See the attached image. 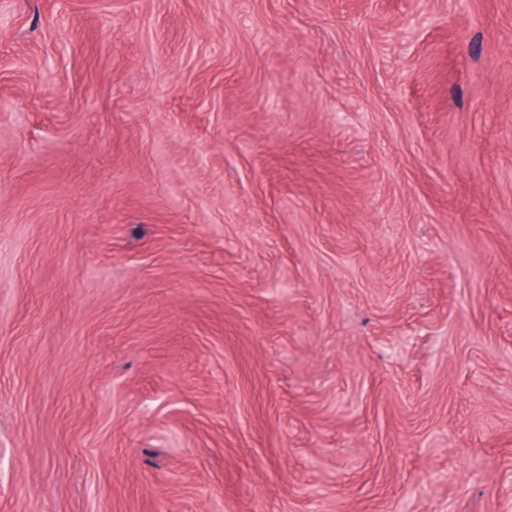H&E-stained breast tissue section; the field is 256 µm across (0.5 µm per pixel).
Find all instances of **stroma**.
Wrapping results in <instances>:
<instances>
[{"label":"stroma","mask_w":512,"mask_h":512,"mask_svg":"<svg viewBox=\"0 0 512 512\" xmlns=\"http://www.w3.org/2000/svg\"><path fill=\"white\" fill-rule=\"evenodd\" d=\"M0 512H512V0H0Z\"/></svg>","instance_id":"obj_1"}]
</instances>
